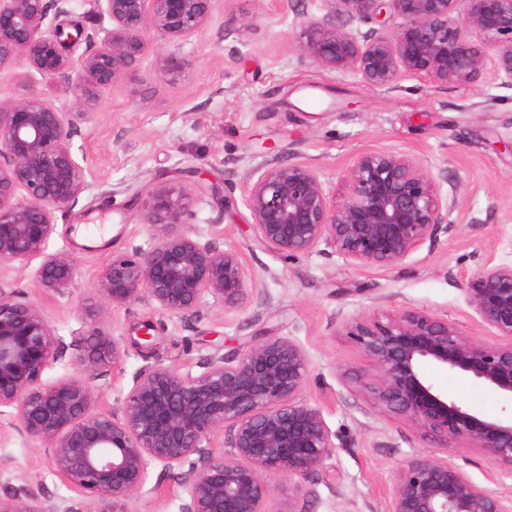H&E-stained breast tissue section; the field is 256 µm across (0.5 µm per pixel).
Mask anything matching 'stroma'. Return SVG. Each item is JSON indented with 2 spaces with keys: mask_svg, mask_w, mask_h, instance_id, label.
<instances>
[{
  "mask_svg": "<svg viewBox=\"0 0 512 512\" xmlns=\"http://www.w3.org/2000/svg\"><path fill=\"white\" fill-rule=\"evenodd\" d=\"M322 8V0H289L284 8L278 0H226L210 29L184 45L188 68L180 78L153 74L147 57L104 89L100 108L78 121L73 136L88 188L57 212L48 244L72 256V285L59 292L42 286L34 267H5L0 291L38 306L63 341L43 382L80 374L102 409L117 408L138 375L156 364L198 374L212 354L238 355L268 336L300 344L308 356L301 397L320 408L334 448L324 468L277 479L271 512H389L396 477L415 455L447 457L475 483L512 497L511 470L479 450L448 448L376 406L366 388L371 362L346 334L353 319L413 307L497 341L467 305L463 285L486 262L512 264V85L407 77L374 88L358 76L300 63L293 22ZM367 150L416 157L443 193L458 195L459 224L389 268L357 267L330 249L288 259L255 236L239 191L248 176L301 162L319 170L334 193L352 159ZM169 183L190 193L189 224L199 239L238 252L260 289L229 312L205 298L194 318L162 314L146 302L104 309L102 324L123 356L80 369L85 310L97 300L100 272L113 256L153 243L134 198ZM147 322L156 340L143 351L135 340ZM424 371L449 399L488 416L512 413L511 400L465 374L432 364ZM186 470L151 465L144 492L125 503L126 512H184ZM0 497L22 499L36 512L60 504L71 512L90 508L9 409L0 411Z\"/></svg>",
  "mask_w": 512,
  "mask_h": 512,
  "instance_id": "stroma-1",
  "label": "stroma"
}]
</instances>
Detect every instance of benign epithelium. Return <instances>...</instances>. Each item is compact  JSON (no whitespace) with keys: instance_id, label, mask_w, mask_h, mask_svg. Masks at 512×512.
I'll use <instances>...</instances> for the list:
<instances>
[{"instance_id":"7a95c632","label":"benign epithelium","mask_w":512,"mask_h":512,"mask_svg":"<svg viewBox=\"0 0 512 512\" xmlns=\"http://www.w3.org/2000/svg\"><path fill=\"white\" fill-rule=\"evenodd\" d=\"M68 2L0 0V73L26 69L21 93L0 99V266L37 259L36 279L58 292L70 287L75 265L66 253L47 252L56 212L87 189L72 145L77 121L99 106L101 89L149 55L154 72L182 76L181 48L223 7V0H92L99 21L93 45L75 58L77 38L58 22ZM294 28L300 62L358 75L373 87L404 77L460 86L512 79V0H324L323 14L304 15ZM38 77L72 93L75 111H59L36 87ZM241 191L252 230L279 254L299 257L324 246L358 267L398 264L448 231L459 208L416 158L396 151L358 154L338 200L305 163L270 165ZM190 212L181 185L145 192L139 218L154 229L153 244L112 257L97 281L102 304L147 300L193 317L208 296L232 310L258 290L239 253L187 227ZM465 295L480 321L511 342L469 337L419 309L363 316L347 335L372 362L377 405L512 470V417H488L448 399L423 371L434 364L512 398V265L486 264ZM61 343L36 305L0 290V409L15 411L27 439L50 450L55 472L93 506L140 493L153 463L188 462L186 512H268L274 479L322 468L334 448L320 409L300 398L308 358L288 338L267 337L234 358L214 354L199 374L153 366L119 408L106 411L80 377L42 382ZM121 355L101 320L91 318L83 365L116 363ZM226 429L231 451L214 450L215 435ZM389 512H512V498L424 455L397 475Z\"/></svg>"}]
</instances>
